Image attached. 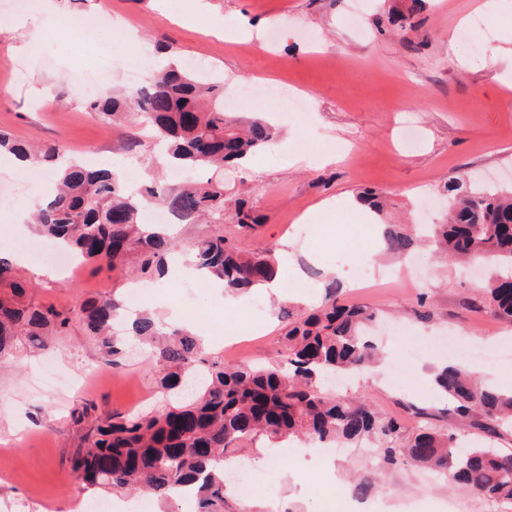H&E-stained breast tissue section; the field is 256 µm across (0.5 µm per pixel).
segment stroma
Wrapping results in <instances>:
<instances>
[{"mask_svg":"<svg viewBox=\"0 0 512 512\" xmlns=\"http://www.w3.org/2000/svg\"><path fill=\"white\" fill-rule=\"evenodd\" d=\"M479 2L429 0L413 13L411 0H35L29 8L0 0V17L19 23L17 35L0 36V130L18 141L63 145L76 160L92 155L100 164L142 168L128 144L135 135L149 140V127L100 122L84 108L86 87L102 82L109 95L145 85L161 45L181 59L219 67L225 96L244 84L266 83L306 98L303 113L270 104L263 116L276 126V142L225 173L227 191L249 197L263 223L242 238L228 221L224 233L249 251L285 242L295 267L281 270L280 279L290 286V303L303 308L318 302L323 280L336 268V252L371 261L369 287L345 283L344 301L365 305L381 324L410 326L419 347L409 352L401 340L377 334L384 360L354 376L343 394L367 397L412 429L416 421L407 405L435 413L443 407L431 377L453 356L438 346V336L451 331L473 347H502L496 364L465 361L502 388L512 376V324L466 309L464 299L477 292L476 276L437 259L430 247L406 259L384 254L378 228L362 223L352 203L359 192L375 190L384 194L389 217L436 224L440 209L424 215L418 202L442 198L449 179H464L474 190L512 186V76L491 82L486 58L448 52L451 35L478 16L489 24L472 27L471 39L512 50V0H494V8L482 12ZM50 10L64 18L92 15L96 22L55 28L36 51H26L23 33ZM392 12L409 14L407 29L389 24ZM240 20L260 30L247 54L224 38V26ZM126 31L146 48L142 61L129 60L120 40ZM20 66L25 77L19 81ZM308 218L314 221L309 235H296L295 226ZM39 270L31 261L20 268L28 297L61 309L90 297L122 301L136 285L130 269L80 260L58 281ZM169 292L192 315L208 353L222 355L224 338L232 335L241 363L279 360L281 324L272 308L277 294L258 290L267 308L256 314L239 296L230 307L217 297L199 307L201 288L182 278ZM423 292L434 312L428 324L414 314ZM46 362L57 383L82 380L85 389L63 395L40 384ZM86 403L96 414L159 408L147 350L131 347L120 365H112L76 321L59 345L18 351L0 366V512H86L87 501L103 498L68 463L81 435L70 412ZM266 446L257 440L248 455L252 467L274 471L271 490L250 502L251 512H321L326 501L355 498L360 481L370 484L364 502L372 512H496L493 502L443 484L427 469L378 471L374 457L359 447L333 455L329 471L317 461L318 448L306 449L299 466L308 480L302 483L283 467L269 466Z\"/></svg>","mask_w":512,"mask_h":512,"instance_id":"35a3bbf8","label":"stroma"}]
</instances>
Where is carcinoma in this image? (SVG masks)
Returning <instances> with one entry per match:
<instances>
[{
    "instance_id": "obj_1",
    "label": "carcinoma",
    "mask_w": 512,
    "mask_h": 512,
    "mask_svg": "<svg viewBox=\"0 0 512 512\" xmlns=\"http://www.w3.org/2000/svg\"><path fill=\"white\" fill-rule=\"evenodd\" d=\"M87 111L112 124L144 123L165 146L163 159L176 169L207 170L210 176L170 188L149 180L131 192L110 168L76 162L58 164L60 145L32 151L0 133L6 151L31 166L56 164V192L33 212L37 232L64 242L83 259L113 269L133 259L143 282L156 278L174 242L144 223V210L166 208L179 224H202L193 242L195 266L224 288L246 294L269 282L275 263L267 252H246L224 237L229 219L246 232L261 220L244 198H227L224 168L237 166L275 140L269 123L255 118L240 127L224 112V82L211 67L192 73L162 65L147 86L126 94L87 99ZM442 223L408 228L383 222V250L396 257L422 238L450 257L492 269L482 295L469 302L477 311L512 323V188L471 191L459 180ZM317 309L283 308V350L275 366L232 365L205 355L199 338L168 329L151 314L131 320L126 335L147 346L159 373L166 406L152 414L107 413L96 418L70 458V468L87 485L112 493L154 498L160 512H176L177 486H190L196 512H225L224 459L261 437L281 447L292 438L347 448L367 440L380 469L410 464L433 470L450 485L491 502L512 503V452L495 446L512 423V392L484 383L461 365L434 373L439 396L449 402V421L474 430L476 440L459 446L454 428L434 423L435 414L413 411L418 426L408 430L395 417L379 414L366 400H345L321 390L328 375L366 372L380 357L368 339L376 314L358 303L343 304L342 283L323 282ZM118 302L90 298L69 310L27 300L10 262L0 257V361L28 344L45 348L67 336L74 318L85 323L99 349L118 364L124 342L114 338Z\"/></svg>"
}]
</instances>
